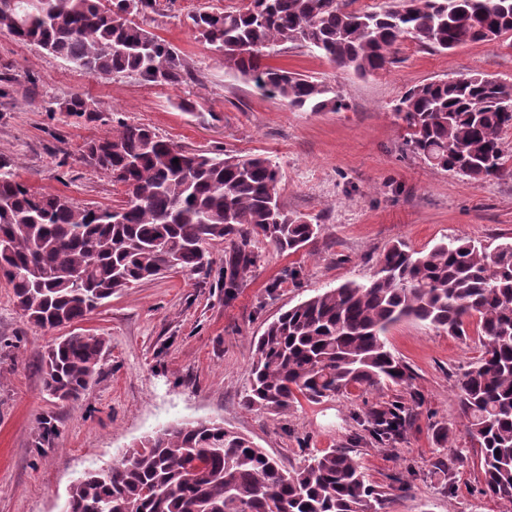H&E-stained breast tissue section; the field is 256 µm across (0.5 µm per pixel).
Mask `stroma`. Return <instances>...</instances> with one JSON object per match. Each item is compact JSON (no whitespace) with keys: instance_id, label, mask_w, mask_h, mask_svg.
Returning <instances> with one entry per match:
<instances>
[{"instance_id":"obj_1","label":"stroma","mask_w":512,"mask_h":512,"mask_svg":"<svg viewBox=\"0 0 512 512\" xmlns=\"http://www.w3.org/2000/svg\"><path fill=\"white\" fill-rule=\"evenodd\" d=\"M241 0H174L150 29L202 71L188 86L106 80L0 31V155L32 190L78 205H117L120 186L87 165V141L119 121L143 123L175 144L262 154L282 171L280 201L291 213L319 217L324 231L306 249L285 254L262 239L258 261L233 298L224 296V242L211 248L212 269L166 273L113 295L73 332L104 336L101 368L80 399L55 402L43 390L42 356L54 339L27 323L0 282V512H61L71 483L105 466L143 437L176 422L212 420L250 438L285 467L305 449L343 448L370 478L387 485L411 473L405 491L383 512H504L477 490L479 460L467 455L449 484L435 461L467 447L460 431L455 383L481 353L476 332L457 338L422 322L393 326L388 344L411 369L423 402L410 429L391 446L365 437V409L396 399L387 384L274 416L244 404L253 359L252 338L280 311L328 288L373 274L397 239L416 250L465 235L488 247L512 237V129L503 132L504 174L486 182L462 179L406 152V130L391 112L411 86L480 72L512 82V36L439 52L402 40L386 70L361 77L303 48L276 47L269 64L324 80L344 96L337 112H307L268 97L237 78L221 53L196 38L187 14ZM78 95L100 119L59 112ZM196 109L182 111V100ZM298 270L290 280L289 270ZM452 430L450 442L437 439Z\"/></svg>"}]
</instances>
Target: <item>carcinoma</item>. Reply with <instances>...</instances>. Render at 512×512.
<instances>
[{
  "mask_svg": "<svg viewBox=\"0 0 512 512\" xmlns=\"http://www.w3.org/2000/svg\"><path fill=\"white\" fill-rule=\"evenodd\" d=\"M161 0H0V30L102 79L135 77L179 86L196 80L188 60L151 32ZM196 37L226 66L288 106L344 107L327 82L265 63L268 49L303 47L368 76L393 61L407 37L439 51L512 34V0H395L377 11L344 0H248L189 15ZM512 82L480 73L407 89L393 117L407 150L467 180L505 171L502 133L512 129ZM76 118L101 111L75 95L59 106ZM83 158L124 188L116 207L76 206L36 192L0 155V280L27 322L56 330L85 319L112 295L167 269L207 270L209 246L230 243L224 287L251 273L261 237L290 254L321 233L319 218L292 214L278 195L279 164L264 155L186 149L150 127L120 122L87 142ZM178 164H173V159ZM414 319L450 336L476 321L482 352L457 379L461 426L481 467L480 491L512 507V241L488 250L466 236L417 251L394 241L366 283L345 281L281 312L254 343L249 409L286 414L297 405L402 385L409 400L368 415L370 437L388 446L406 433L421 395L387 344L389 329ZM105 338L60 336L43 356L44 390L76 401L101 367ZM400 477L380 486L341 448L309 452L288 469L216 421L182 422L145 437L106 467L71 484L65 512H379Z\"/></svg>",
  "mask_w": 512,
  "mask_h": 512,
  "instance_id": "cac0c4a2",
  "label": "carcinoma"
}]
</instances>
